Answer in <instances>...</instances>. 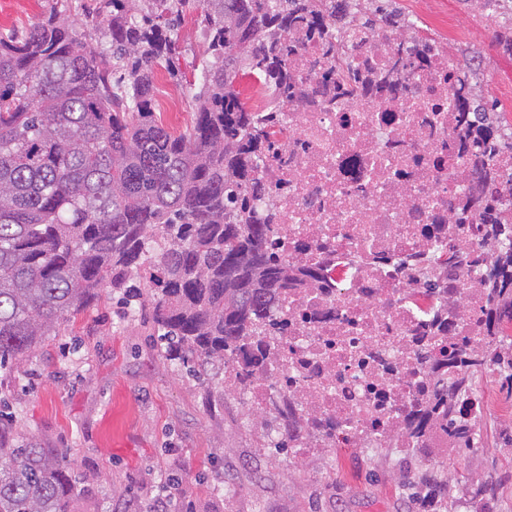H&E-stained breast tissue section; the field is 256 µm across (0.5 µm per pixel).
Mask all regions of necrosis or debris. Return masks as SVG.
I'll list each match as a JSON object with an SVG mask.
<instances>
[{"instance_id":"obj_1","label":"necrosis or debris","mask_w":512,"mask_h":512,"mask_svg":"<svg viewBox=\"0 0 512 512\" xmlns=\"http://www.w3.org/2000/svg\"><path fill=\"white\" fill-rule=\"evenodd\" d=\"M415 43L427 46L432 69L407 73L395 94L364 89L335 106L318 72L335 69L336 55L306 44L294 70L301 98L282 103L269 132L276 158L259 174L274 189L278 252L319 264L320 277L277 305L285 335L258 329L275 348L269 369L244 377L225 365L224 391L247 403L245 429L270 443L287 438L302 459L345 446L449 447L442 430L406 428L408 401L453 343L484 344L491 248L479 215H456L466 158L448 107L460 67L446 41L412 23L362 29L349 64L361 69ZM454 249L484 259L469 269L436 263ZM410 254L432 262L439 290L412 282L410 267L398 263ZM277 400L290 403L302 428L285 432Z\"/></svg>"}]
</instances>
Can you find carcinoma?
<instances>
[{"label":"carcinoma","instance_id":"carcinoma-1","mask_svg":"<svg viewBox=\"0 0 512 512\" xmlns=\"http://www.w3.org/2000/svg\"><path fill=\"white\" fill-rule=\"evenodd\" d=\"M136 2L99 0L87 23L52 12L0 39V368L32 355L110 288L126 305L146 296L166 359L263 369L270 352L254 326L283 329L276 299L317 277L272 242L258 125L275 116L247 111L235 82L247 72L295 97L288 36L325 34L324 14L312 0H152L145 14ZM190 3L201 10L209 58L192 97L194 121L176 133L157 119L154 82L160 68L176 76L166 16ZM372 4L365 21H401L384 0ZM452 105L465 125L466 208L504 244L484 282L493 341L459 373L433 369L431 398L406 425L443 427L453 449L467 450L475 427L459 403L482 361L512 386V345L496 339L502 316L512 315V217L484 191L493 177L486 158L512 152V132L466 92L456 91ZM76 491L59 450L0 430V512H73Z\"/></svg>","mask_w":512,"mask_h":512}]
</instances>
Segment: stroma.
Masks as SVG:
<instances>
[{"label":"stroma","mask_w":512,"mask_h":512,"mask_svg":"<svg viewBox=\"0 0 512 512\" xmlns=\"http://www.w3.org/2000/svg\"><path fill=\"white\" fill-rule=\"evenodd\" d=\"M95 0H8L0 37L51 11L80 18ZM396 13L446 27L461 65L492 74L490 104L512 97V15L487 17L473 0H393ZM187 81L156 75L155 107L174 131L194 119L188 81L205 57L200 12H183L172 32ZM0 412L14 436L62 450L80 476L76 512H152L169 482L175 512H512V429L488 417L481 445L441 459L431 448L398 454L328 448L297 465L291 449L265 448L240 426L244 403L211 371L190 374L165 360L148 308L129 309L104 293L35 354L0 373ZM450 471L449 500L430 501L398 474ZM489 491L474 497L477 486Z\"/></svg>","instance_id":"obj_1"}]
</instances>
